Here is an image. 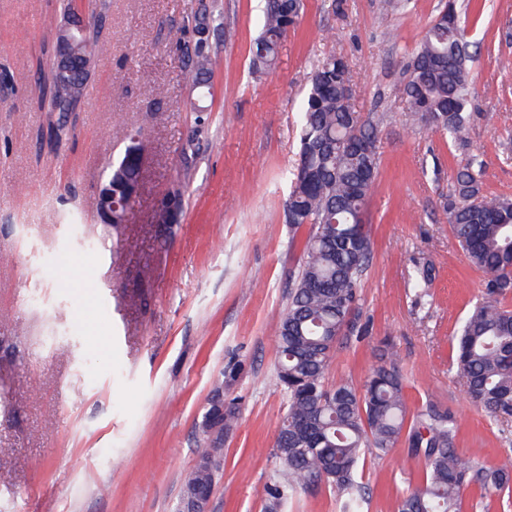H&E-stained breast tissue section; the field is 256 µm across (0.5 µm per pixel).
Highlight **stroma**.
<instances>
[{"label": "stroma", "instance_id": "obj_1", "mask_svg": "<svg viewBox=\"0 0 512 512\" xmlns=\"http://www.w3.org/2000/svg\"><path fill=\"white\" fill-rule=\"evenodd\" d=\"M304 0L275 68H251L263 0H102L91 19L106 53L74 128L55 148L35 89L63 0H0V512H176L206 446L199 423L215 388L239 413L209 512H269L284 399L274 385L277 325L300 256L285 222L307 76L328 54L352 69V106L378 129L361 282L371 333L347 345L327 383L362 385L383 346L396 353L410 409L456 416L460 448L486 466L512 456V419L465 398L452 337L483 275L454 239L440 200L464 153L410 128L405 67L441 0ZM480 44L471 149L483 191L512 198V0H457ZM212 25L209 88L183 78L179 30L200 8ZM203 99L197 114L191 100ZM144 153L124 223L97 217L98 190L130 135ZM176 192L178 220L155 205ZM69 265L44 276L53 255ZM433 268L416 302V264ZM420 465L404 445L368 456L369 512H394Z\"/></svg>", "mask_w": 512, "mask_h": 512}]
</instances>
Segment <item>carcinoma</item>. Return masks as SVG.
<instances>
[{"mask_svg": "<svg viewBox=\"0 0 512 512\" xmlns=\"http://www.w3.org/2000/svg\"><path fill=\"white\" fill-rule=\"evenodd\" d=\"M302 0H266L263 25L253 49L257 68L274 67L288 31L299 22ZM208 13L195 17L190 63L184 78L207 85L210 76ZM476 44L469 39L455 0L430 23L406 66L400 93L413 124L446 133L469 145L471 64ZM70 65L100 55L93 36L70 45ZM352 73L336 55L322 58L308 77L299 115L297 160L289 176L285 218L301 240L298 272L277 331L276 387L286 411L273 455L285 483L265 487L271 512L285 507L299 489L323 484L336 493L340 512H361L368 496L359 481L366 455L386 453L400 442L422 464L417 484L395 501V512H462L466 490L488 498L512 488V461L479 464L458 448V423L447 408L429 400L409 410L404 378L395 354L385 348L357 387L325 382L335 352L367 334L361 323L360 283L372 261L365 211L378 175L377 128L352 110ZM483 161L471 153L458 166L445 199L448 224L470 265L485 276L484 292L461 321L451 367L464 381L471 403L487 416L512 418V311L503 300L512 291V198L489 197L482 188ZM142 147L129 142L112 166V196L123 203L142 180ZM176 196L158 203L156 219H174ZM431 268L415 270L409 286L426 295ZM213 471L197 464L185 490L212 486Z\"/></svg>", "mask_w": 512, "mask_h": 512, "instance_id": "obj_1", "label": "carcinoma"}]
</instances>
